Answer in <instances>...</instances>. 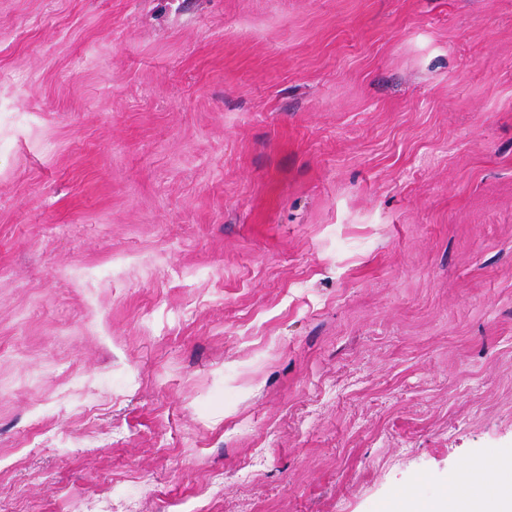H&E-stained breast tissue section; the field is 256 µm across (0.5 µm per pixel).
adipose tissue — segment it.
<instances>
[{
    "label": "adipose tissue",
    "instance_id": "ef3b65f1",
    "mask_svg": "<svg viewBox=\"0 0 512 512\" xmlns=\"http://www.w3.org/2000/svg\"><path fill=\"white\" fill-rule=\"evenodd\" d=\"M493 466L505 475L495 485L466 486L453 481L439 500L400 497L393 502L391 512H512V457L497 459Z\"/></svg>",
    "mask_w": 512,
    "mask_h": 512
}]
</instances>
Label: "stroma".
Segmentation results:
<instances>
[{
    "label": "stroma",
    "mask_w": 512,
    "mask_h": 512,
    "mask_svg": "<svg viewBox=\"0 0 512 512\" xmlns=\"http://www.w3.org/2000/svg\"><path fill=\"white\" fill-rule=\"evenodd\" d=\"M511 453L512 0H0V512Z\"/></svg>",
    "instance_id": "obj_1"
}]
</instances>
